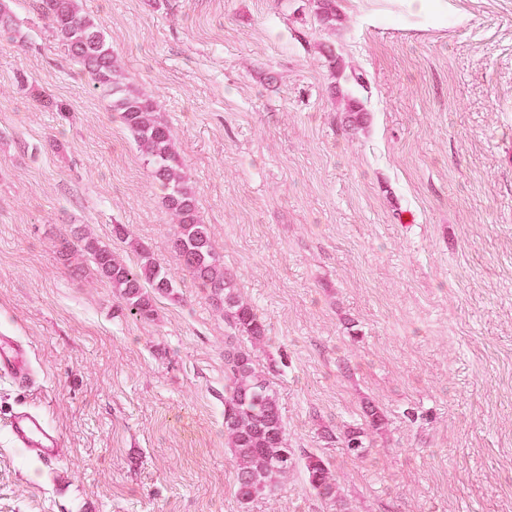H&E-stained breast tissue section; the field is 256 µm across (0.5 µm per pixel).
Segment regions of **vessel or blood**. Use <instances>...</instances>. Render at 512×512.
Wrapping results in <instances>:
<instances>
[{"mask_svg": "<svg viewBox=\"0 0 512 512\" xmlns=\"http://www.w3.org/2000/svg\"><path fill=\"white\" fill-rule=\"evenodd\" d=\"M31 376L30 350L27 345L13 336H0V377L17 384L27 383ZM8 432L14 447L23 449L34 456L43 466L57 492L69 489L66 474L58 469L61 454V438L36 413L21 411L12 416Z\"/></svg>", "mask_w": 512, "mask_h": 512, "instance_id": "b4317fda", "label": "vessel or blood"}]
</instances>
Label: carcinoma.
Listing matches in <instances>:
<instances>
[{
	"instance_id": "obj_1",
	"label": "carcinoma",
	"mask_w": 512,
	"mask_h": 512,
	"mask_svg": "<svg viewBox=\"0 0 512 512\" xmlns=\"http://www.w3.org/2000/svg\"><path fill=\"white\" fill-rule=\"evenodd\" d=\"M43 4L50 25L88 75L91 90L107 99L112 111L120 115L165 190L166 206L177 220L171 244L185 271L224 310V318L236 335L254 344L267 341L264 322L254 307L235 293L224 261L215 251L209 227L199 215L196 190L186 177L184 162L173 148L171 129L159 117L154 101L123 81L112 48L95 22L82 14L77 0H43ZM113 233L139 253L137 265L124 263L110 247L89 237L63 240L61 253L81 251L88 255L129 315L150 321L155 316L154 298L175 295L176 284L153 261L148 247L129 238L123 225H114ZM224 433L236 470L235 495L243 507L262 494L273 493L279 479L298 465L315 494L339 499L338 482L329 462L315 454L298 458L288 447L278 398L257 372L249 350L241 347L224 350ZM345 450L352 459L363 457L361 432L346 436Z\"/></svg>"
}]
</instances>
